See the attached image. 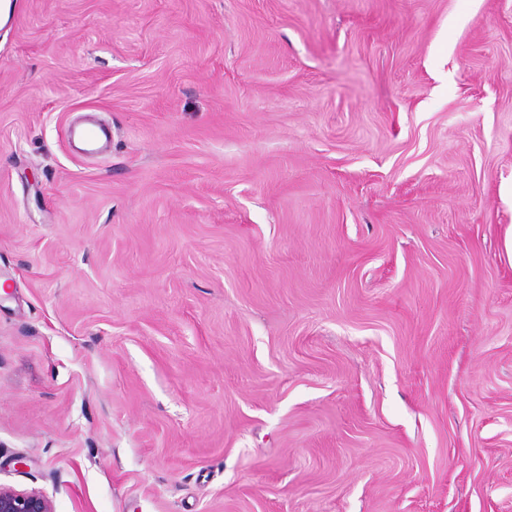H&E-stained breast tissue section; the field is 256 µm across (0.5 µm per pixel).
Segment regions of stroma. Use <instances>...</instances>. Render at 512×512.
<instances>
[{
  "label": "stroma",
  "mask_w": 512,
  "mask_h": 512,
  "mask_svg": "<svg viewBox=\"0 0 512 512\" xmlns=\"http://www.w3.org/2000/svg\"><path fill=\"white\" fill-rule=\"evenodd\" d=\"M11 2L0 483L512 512V0ZM71 140H78L83 145V151L87 153L97 152L104 142L109 139V132L99 125H84L71 128L66 131Z\"/></svg>",
  "instance_id": "obj_1"
}]
</instances>
